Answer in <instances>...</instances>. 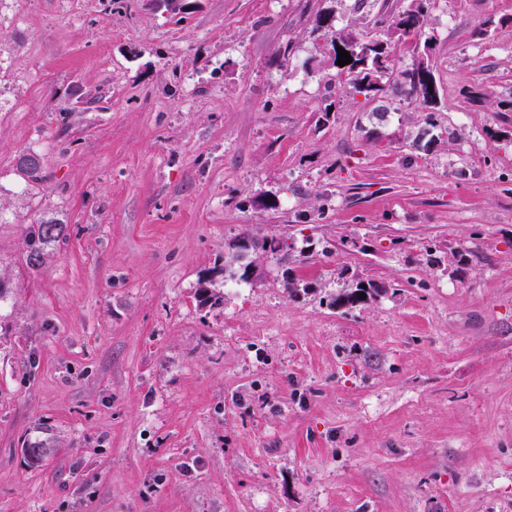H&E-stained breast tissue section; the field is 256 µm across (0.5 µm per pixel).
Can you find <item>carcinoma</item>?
<instances>
[{"instance_id": "obj_1", "label": "carcinoma", "mask_w": 512, "mask_h": 512, "mask_svg": "<svg viewBox=\"0 0 512 512\" xmlns=\"http://www.w3.org/2000/svg\"><path fill=\"white\" fill-rule=\"evenodd\" d=\"M428 0H411L409 6L396 13L382 12L373 17L367 30H343L335 32L332 49L339 47L350 53L352 62L339 68L338 75L356 92L368 97L388 93L400 98H422L430 108L436 103L431 92L434 75L430 64L429 43H420L424 19L428 12ZM413 45L418 61L412 68L394 73V50L399 45ZM18 170L30 181L42 180L43 163L39 155L25 153L18 157ZM65 225L56 219L41 220L30 225L24 238L26 260L29 266H41L45 249L63 237ZM382 291V287L369 282L355 289L336 295L334 304L350 309L364 303Z\"/></svg>"}]
</instances>
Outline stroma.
Returning a JSON list of instances; mask_svg holds the SVG:
<instances>
[{"instance_id": "35a3bbf8", "label": "stroma", "mask_w": 512, "mask_h": 512, "mask_svg": "<svg viewBox=\"0 0 512 512\" xmlns=\"http://www.w3.org/2000/svg\"><path fill=\"white\" fill-rule=\"evenodd\" d=\"M409 3L0 14V512H512V0H433L435 109L337 83L316 14ZM65 224L56 219H45L31 224L24 238L26 260L29 266L37 269L41 266L45 249L63 237ZM382 291V287L368 282L360 283L355 289L348 292L343 291L336 295L334 304L336 307L348 306V309H352L366 301V299L372 298L374 295H378ZM361 293L365 294V299H361Z\"/></svg>"}]
</instances>
